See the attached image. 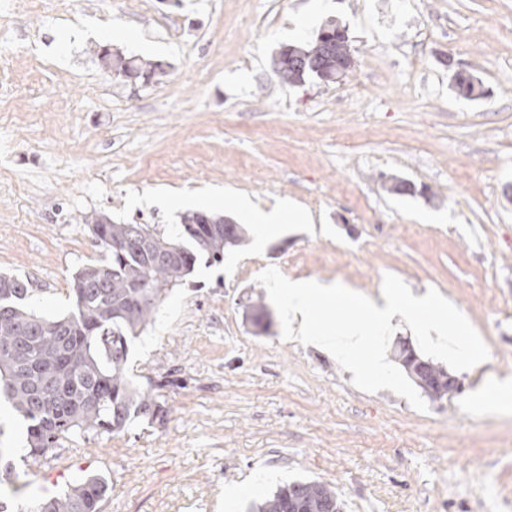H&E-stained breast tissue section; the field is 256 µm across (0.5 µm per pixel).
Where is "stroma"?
Wrapping results in <instances>:
<instances>
[{
	"mask_svg": "<svg viewBox=\"0 0 512 512\" xmlns=\"http://www.w3.org/2000/svg\"><path fill=\"white\" fill-rule=\"evenodd\" d=\"M0 0V273L27 278L30 308L70 307L75 272L102 256L84 216L173 232L182 214L242 223L233 207L296 206L308 223L222 263H198L129 353V375L169 415L112 438L63 441L25 465L26 425L0 408L16 477L0 497L32 504L86 476L111 484L102 512H251L278 485L335 489L341 512H498L512 495V414L472 397L512 379V0ZM355 64L335 84L283 82L274 60L329 22ZM162 63L128 84L91 50ZM470 73L483 94L453 85ZM404 181L413 193L392 192ZM339 282L377 299L384 273L438 290L488 359L427 412L357 389L335 359L259 332L257 275Z\"/></svg>",
	"mask_w": 512,
	"mask_h": 512,
	"instance_id": "1",
	"label": "stroma"
}]
</instances>
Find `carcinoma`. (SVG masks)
<instances>
[{
    "label": "carcinoma",
    "mask_w": 512,
    "mask_h": 512,
    "mask_svg": "<svg viewBox=\"0 0 512 512\" xmlns=\"http://www.w3.org/2000/svg\"><path fill=\"white\" fill-rule=\"evenodd\" d=\"M337 30L330 24L310 47L281 50L275 61L281 80H336L350 53L348 40L336 39ZM105 49H92L99 67L127 81L149 83L164 74L158 63L120 52L107 56ZM201 220V213H188L175 233L165 235L147 224H101L99 217L85 216L103 256L77 270L71 308L60 317L39 316L28 307L29 280L0 277V399L27 422V458H45L77 435L110 438L139 421H166L159 395L128 376V356L154 309L198 261L221 263L225 249L240 243L241 225L226 224L216 236ZM144 233L154 241L149 250L140 245ZM108 491L104 477L91 475L25 512H102ZM256 512H341V504L329 486L294 480L278 486Z\"/></svg>",
    "instance_id": "cac0c4a2"
}]
</instances>
